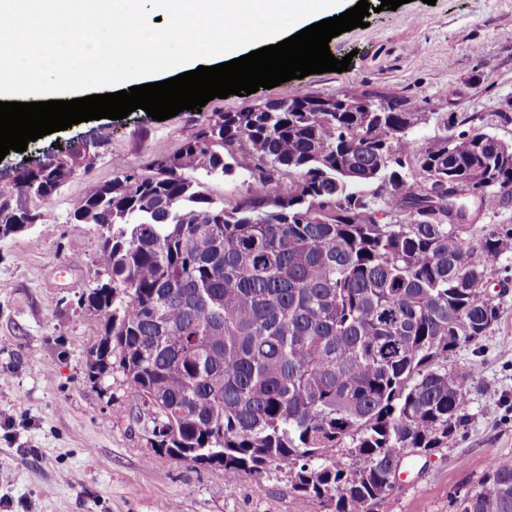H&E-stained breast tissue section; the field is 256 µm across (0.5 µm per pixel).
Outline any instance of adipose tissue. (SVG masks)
Masks as SVG:
<instances>
[{
  "mask_svg": "<svg viewBox=\"0 0 512 512\" xmlns=\"http://www.w3.org/2000/svg\"><path fill=\"white\" fill-rule=\"evenodd\" d=\"M335 11L336 0H0V97L46 73L59 86L111 87L160 70L181 74L201 55L236 57L245 40L282 41L253 18L286 16L301 30ZM157 18L165 29L154 30Z\"/></svg>",
  "mask_w": 512,
  "mask_h": 512,
  "instance_id": "1",
  "label": "adipose tissue"
}]
</instances>
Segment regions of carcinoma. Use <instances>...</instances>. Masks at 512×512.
<instances>
[{"instance_id": "obj_1", "label": "carcinoma", "mask_w": 512, "mask_h": 512, "mask_svg": "<svg viewBox=\"0 0 512 512\" xmlns=\"http://www.w3.org/2000/svg\"><path fill=\"white\" fill-rule=\"evenodd\" d=\"M390 103L402 111H378ZM371 108L219 112L143 169L114 160L68 203L97 230L107 279L87 295L104 318L87 378L121 373L152 447L230 480L286 467L330 512H374L407 454L462 426L471 375L448 353L498 321L487 275L512 245L507 228L463 246L462 195L492 210L512 192L496 136L450 113L419 144L415 102ZM391 150L404 162L385 164ZM79 164L0 183V226L36 190L47 211ZM234 171L246 193L227 205L207 183ZM454 507L512 512V460Z\"/></svg>"}]
</instances>
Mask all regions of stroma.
Wrapping results in <instances>:
<instances>
[{
  "mask_svg": "<svg viewBox=\"0 0 512 512\" xmlns=\"http://www.w3.org/2000/svg\"><path fill=\"white\" fill-rule=\"evenodd\" d=\"M369 3L375 11L366 27L329 43L335 58L350 57L345 72L216 98L164 121L139 109L120 120L82 122L0 160V175L9 177L55 144H90V159L45 220L0 239V512H326L294 490L288 470L232 481L217 468L155 452L120 384L88 380L86 353L101 320L80 297L99 280V238L65 214L88 184L112 178L114 158L144 168L178 150L214 113L261 99L340 91L406 98L429 116L420 140L439 135L440 116L452 112L512 142V0H407L393 11L382 9V0ZM98 91L80 81L57 88L42 75L17 99L71 100ZM489 279L498 322L448 355L449 367L472 374L467 419L447 447L408 455L406 473L374 512H453L454 497L492 457H512V247Z\"/></svg>",
  "mask_w": 512,
  "mask_h": 512,
  "instance_id": "1",
  "label": "stroma"
}]
</instances>
